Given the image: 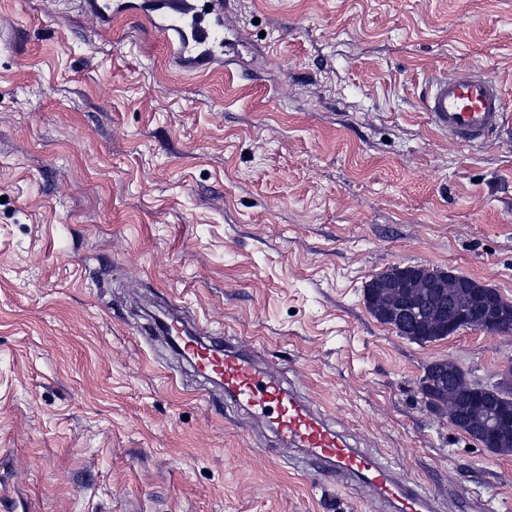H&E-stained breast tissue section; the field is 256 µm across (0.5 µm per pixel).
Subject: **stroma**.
<instances>
[{
    "label": "stroma",
    "mask_w": 512,
    "mask_h": 512,
    "mask_svg": "<svg viewBox=\"0 0 512 512\" xmlns=\"http://www.w3.org/2000/svg\"><path fill=\"white\" fill-rule=\"evenodd\" d=\"M135 2L0 0V512H385L151 335L169 303L437 512H512V456L418 388L438 358L491 379L512 334L420 345L363 296L420 265L512 302V0H229L206 70ZM456 68L505 131L431 123ZM423 107L432 124L466 145L479 143L505 126L501 84L494 77L465 69L438 80Z\"/></svg>",
    "instance_id": "obj_1"
}]
</instances>
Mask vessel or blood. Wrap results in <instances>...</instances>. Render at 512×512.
I'll use <instances>...</instances> for the list:
<instances>
[{
	"mask_svg": "<svg viewBox=\"0 0 512 512\" xmlns=\"http://www.w3.org/2000/svg\"><path fill=\"white\" fill-rule=\"evenodd\" d=\"M157 11L156 24L173 35V54L180 64L205 66L221 50L224 0H159ZM423 107L432 124L466 145L479 143L505 126L501 84L464 69L438 80ZM161 332L188 352L199 373L223 389L225 400L264 420L308 460L368 488L391 512H433L430 496L372 454L350 445L298 392L257 364L251 352L212 335L197 336L177 311L167 315Z\"/></svg>",
	"mask_w": 512,
	"mask_h": 512,
	"instance_id": "1",
	"label": "vessel or blood"
}]
</instances>
